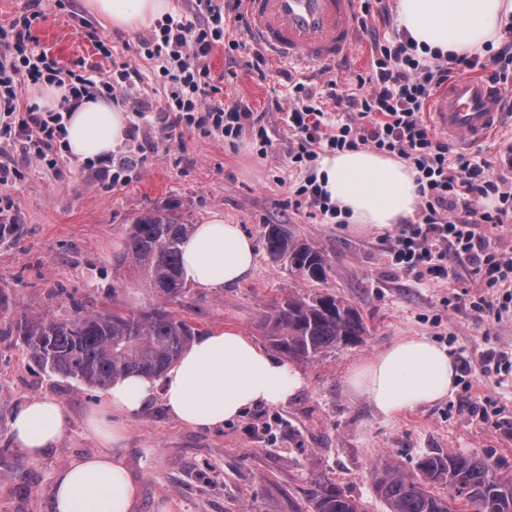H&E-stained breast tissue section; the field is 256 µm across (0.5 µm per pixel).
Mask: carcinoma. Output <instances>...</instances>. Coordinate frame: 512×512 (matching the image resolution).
Instances as JSON below:
<instances>
[{"label":"carcinoma","mask_w":512,"mask_h":512,"mask_svg":"<svg viewBox=\"0 0 512 512\" xmlns=\"http://www.w3.org/2000/svg\"><path fill=\"white\" fill-rule=\"evenodd\" d=\"M193 231L175 203L133 217L116 264L132 267L164 303L136 311L79 306L71 319L27 316L14 331L32 359L51 375L95 389L132 373L161 376L195 335V328L169 308L190 291L181 273L180 247ZM263 237L268 256L294 277L326 281L331 261L322 250L294 237L284 224L265 225ZM263 328L276 350L299 361L358 342L367 332L354 307L326 293L276 302ZM372 478L388 512H462L460 504L469 512H512V478L498 476L475 455L431 453L421 458L415 473L382 464ZM308 501L311 512H362L358 501L326 480L313 482Z\"/></svg>","instance_id":"obj_1"}]
</instances>
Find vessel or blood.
Listing matches in <instances>:
<instances>
[{
  "mask_svg": "<svg viewBox=\"0 0 512 512\" xmlns=\"http://www.w3.org/2000/svg\"><path fill=\"white\" fill-rule=\"evenodd\" d=\"M250 39L276 60L325 75L352 56L362 27L358 0H243ZM512 94L490 79L465 76L441 88L429 111L434 128L463 147L482 143L507 119Z\"/></svg>",
  "mask_w": 512,
  "mask_h": 512,
  "instance_id": "1",
  "label": "vessel or blood"
}]
</instances>
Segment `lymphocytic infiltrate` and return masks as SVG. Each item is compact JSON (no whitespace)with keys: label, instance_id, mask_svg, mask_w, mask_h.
<instances>
[{"label":"lymphocytic infiltrate","instance_id":"obj_1","mask_svg":"<svg viewBox=\"0 0 512 512\" xmlns=\"http://www.w3.org/2000/svg\"><path fill=\"white\" fill-rule=\"evenodd\" d=\"M204 13L167 16L145 55L154 60L169 89L162 109L167 130H197L227 140L250 132L267 146L263 116L248 104L211 100L213 79L206 62L214 45L225 41L227 23L242 19L241 0H202ZM38 10L0 26V145H22L27 158L60 173L67 147L66 118L82 100L109 97L126 89L133 70L98 80L63 71L31 44L30 29ZM505 35L487 44L483 54L432 59L418 52L406 31L392 29L375 37L371 72L356 76L352 87L330 81L327 97L295 83L282 121L294 139L288 166L296 179L288 188L296 207L310 216L341 219L342 212L318 182L321 156L365 147L405 160L415 175L420 200L414 218L404 220L388 241L393 266L418 278H447L455 262H465L480 276L485 295L472 302L478 313L502 315L512 310V252L490 250L483 226L512 223V137L498 145L495 162L453 148L434 136L423 113L434 91L460 74L478 70L512 92V21ZM228 42V41H225ZM237 49V41L228 42ZM66 88L59 107L25 112L14 107L22 82Z\"/></svg>","mask_w":512,"mask_h":512}]
</instances>
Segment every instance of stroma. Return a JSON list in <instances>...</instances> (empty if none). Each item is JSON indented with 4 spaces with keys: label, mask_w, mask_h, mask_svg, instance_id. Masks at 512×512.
<instances>
[{
    "label": "stroma",
    "mask_w": 512,
    "mask_h": 512,
    "mask_svg": "<svg viewBox=\"0 0 512 512\" xmlns=\"http://www.w3.org/2000/svg\"><path fill=\"white\" fill-rule=\"evenodd\" d=\"M31 38L58 67L102 78L129 67L148 74L144 45L153 26L129 33L91 14L85 0H43ZM105 50H98L97 42ZM252 46L225 52L216 45L207 59L218 99L240 100L264 114L271 145L260 152L250 136L230 142L197 131L164 137L158 108L162 80L140 85L132 97L152 110L139 131L112 153L125 166L115 184L88 162L67 160L62 174L43 173L12 148L17 173L0 187V222L21 225L0 240V512H53L58 471L95 453L116 452L138 487L134 512H308L312 480L339 484L365 512H387L371 472L390 463L415 471L431 452L475 454L512 478V376L472 371L454 392L394 418L379 415L367 396L348 386L351 371L401 338L425 337L478 362L499 346L512 345V314L477 315L470 303L480 278L460 265L447 279L421 281L390 265L387 232L307 217L288 202V154L293 147L274 104H287L288 84L300 80L293 66L268 61L265 76L250 67ZM175 201L192 223L219 213L240 225L255 245L247 280L217 292L191 288L175 310L206 333L233 328L266 344L262 320L274 300L294 294L329 293L355 307L368 326L361 342L337 348L295 367L305 385L287 403L259 405L216 429L183 426L155 403L126 423L122 448L114 450L87 432L84 417L102 392L44 372L21 338L8 329L40 312L65 319L75 303L87 308L118 305L137 310L159 303L129 266H119L128 219ZM284 224L297 238L323 249L331 260L326 283L298 281L268 257L266 225ZM50 396L67 411L69 424L54 448L30 459L15 442L10 421L32 399Z\"/></svg>",
    "instance_id": "stroma-1"
}]
</instances>
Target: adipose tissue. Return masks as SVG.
Masks as SVG:
<instances>
[{
    "label": "adipose tissue",
    "mask_w": 512,
    "mask_h": 512,
    "mask_svg": "<svg viewBox=\"0 0 512 512\" xmlns=\"http://www.w3.org/2000/svg\"><path fill=\"white\" fill-rule=\"evenodd\" d=\"M87 9L117 30L133 32L163 17L171 0H85ZM512 0H397V22L418 45L441 55H470L497 41ZM68 149L78 160L109 156L126 139L124 109L103 98H85L66 122ZM318 181L349 220L381 230L411 214L419 194L412 170L369 149L323 156ZM183 272L195 286L217 290L245 280L255 248L236 224L213 215L197 225L182 245ZM457 364L446 348L425 338H406L357 367L348 379L352 392L367 395L385 418L447 397L455 389ZM304 385L290 364L270 355L236 330L199 336L154 378L116 380L85 427L103 442L120 447L124 419L155 402L180 423L201 429L223 425L260 404H283ZM68 426L65 409L53 398L29 401L12 418L16 443L29 458H40ZM138 488L117 456L94 454L72 462L55 477L54 512H134Z\"/></svg>",
    "instance_id": "adipose-tissue-1"
}]
</instances>
